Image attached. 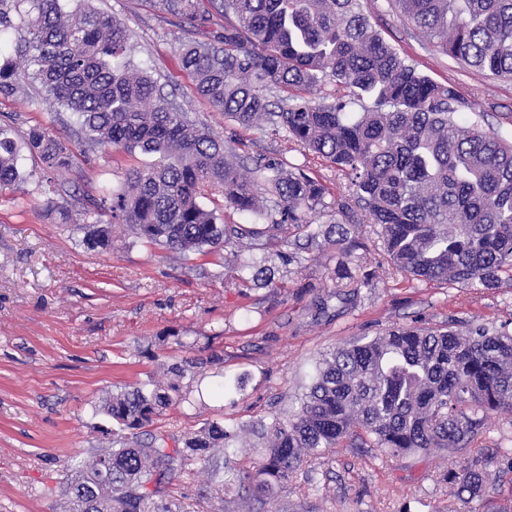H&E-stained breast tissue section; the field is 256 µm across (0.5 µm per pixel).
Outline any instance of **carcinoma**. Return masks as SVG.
<instances>
[{"instance_id": "carcinoma-1", "label": "carcinoma", "mask_w": 512, "mask_h": 512, "mask_svg": "<svg viewBox=\"0 0 512 512\" xmlns=\"http://www.w3.org/2000/svg\"><path fill=\"white\" fill-rule=\"evenodd\" d=\"M68 0H0V50L19 33L14 54L51 106L72 112L80 138L131 155L155 157L133 167L124 183L90 200L87 246H109L112 225L172 253L202 256L228 247L252 249L265 239L294 253L336 248L333 275L355 282L350 258L357 226H380L394 268L424 282L490 287L512 280V142L485 130L450 84L421 74L374 28L367 0H153L194 36L179 47L182 68L199 98L234 125H265L286 141L271 155L240 154L246 144L222 139L163 94L127 59L128 30L93 8L65 11ZM444 54L467 67L512 78V0H390ZM224 31L209 28L214 15ZM17 74L0 66V93ZM281 93L278 101L266 93ZM37 155L43 171L66 170L74 151L51 130L31 126L15 137L0 126V189L27 182L20 161ZM289 152L328 164L347 192L335 193ZM210 190L213 207L200 198ZM234 213L252 224L227 220ZM336 222L311 229L308 216ZM112 221L104 222L102 216ZM232 273L271 287L274 271L236 262ZM224 356L168 367L165 385L137 382L94 407L112 420L111 445L73 468L59 489L68 512H183L169 488L209 466L216 493L235 486L263 501L298 471L317 481L327 453L347 440L398 459L474 444L491 415L512 410V333L478 322L465 332L415 323L340 346L320 362L296 409L248 425L262 462L221 467L210 451L235 454L240 429L215 418L186 435L182 447L143 429L189 401L196 369L222 367ZM512 464V448H488L443 474L462 502L487 501L484 512H512L486 500L487 467Z\"/></svg>"}]
</instances>
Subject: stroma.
I'll return each instance as SVG.
<instances>
[{"label":"stroma","instance_id":"stroma-1","mask_svg":"<svg viewBox=\"0 0 512 512\" xmlns=\"http://www.w3.org/2000/svg\"><path fill=\"white\" fill-rule=\"evenodd\" d=\"M94 9L128 27L130 58L145 66L171 101L193 113L221 137L237 134L249 152H270L281 142L258 128H235L223 113L197 98L182 69L179 46L187 31L176 17L158 12L151 0H91ZM371 22L386 41L418 64L433 81L452 84L486 125L512 137V79L480 73L437 51L387 0H369ZM12 65L17 89L0 94V124L23 132L43 125L69 140L76 159L55 176V192L43 193L35 177L43 165L24 154L32 180L18 190H0V512H64L59 486L75 461L104 443L109 423L94 406L128 384L166 382L171 364L206 356V343L224 353V370L205 369L190 405L160 419L176 435L220 417L245 425L297 407L323 354L360 336L421 320L444 325L448 318L512 323V283L459 288L421 282L396 272L380 246L377 225L364 226L366 249L357 250L355 276L372 274L355 305L344 304L331 272L336 252L302 253L282 263L273 252L248 253L273 267L277 287L246 288L223 267V256H178L145 246L125 224L112 227V246L90 250L81 223L87 199L102 186L118 187L126 169L145 166L130 156L81 143L69 111L44 103L39 83L21 58ZM72 221L60 223L59 208ZM324 297L316 312L311 302ZM178 334L182 345L163 344ZM224 395H217L219 385ZM512 447V413L492 416L475 447L447 456L410 455L390 462L379 451L340 447L331 452L318 491L302 477L259 504L246 496L226 504L197 468L173 495L183 512H478L463 505L441 480L479 449Z\"/></svg>","mask_w":512,"mask_h":512}]
</instances>
